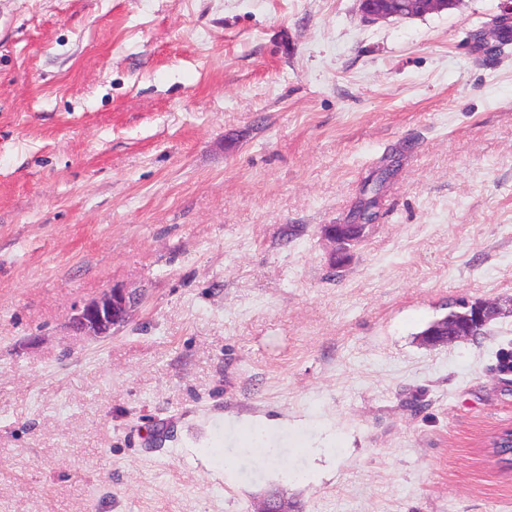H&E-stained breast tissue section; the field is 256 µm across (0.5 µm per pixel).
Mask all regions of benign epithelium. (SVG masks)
I'll list each match as a JSON object with an SVG mask.
<instances>
[{
    "label": "benign epithelium",
    "instance_id": "obj_1",
    "mask_svg": "<svg viewBox=\"0 0 512 512\" xmlns=\"http://www.w3.org/2000/svg\"><path fill=\"white\" fill-rule=\"evenodd\" d=\"M359 9L368 22L389 19H407L439 14L454 9L460 0H358ZM141 293L126 288L113 287L103 292L98 298L85 303L73 318V326L92 336H106L113 328L125 324L132 308L140 301ZM467 312L448 316V327L432 332L439 337L435 345L447 335L448 343L478 335L481 330L501 311L498 304L478 301L465 304Z\"/></svg>",
    "mask_w": 512,
    "mask_h": 512
}]
</instances>
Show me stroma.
<instances>
[{"mask_svg": "<svg viewBox=\"0 0 512 512\" xmlns=\"http://www.w3.org/2000/svg\"><path fill=\"white\" fill-rule=\"evenodd\" d=\"M501 13L0 0V512H512ZM462 300L503 313L422 345ZM142 294L113 287L85 303L73 318V326L92 336H106L112 328L125 324Z\"/></svg>", "mask_w": 512, "mask_h": 512, "instance_id": "1", "label": "stroma"}]
</instances>
